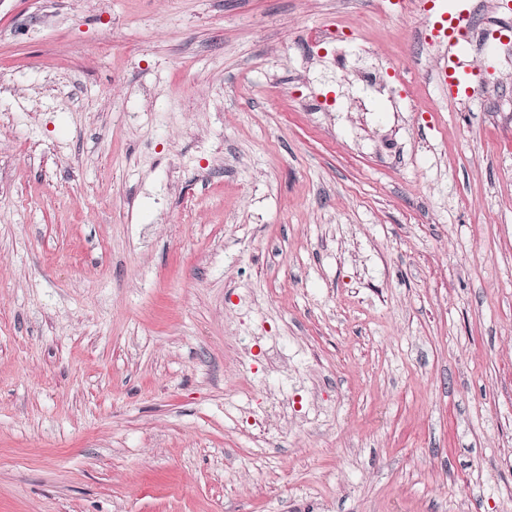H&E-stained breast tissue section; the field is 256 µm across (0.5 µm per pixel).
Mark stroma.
<instances>
[{"instance_id":"obj_1","label":"stroma","mask_w":512,"mask_h":512,"mask_svg":"<svg viewBox=\"0 0 512 512\" xmlns=\"http://www.w3.org/2000/svg\"><path fill=\"white\" fill-rule=\"evenodd\" d=\"M475 4L452 101L390 0H0V512H512Z\"/></svg>"}]
</instances>
